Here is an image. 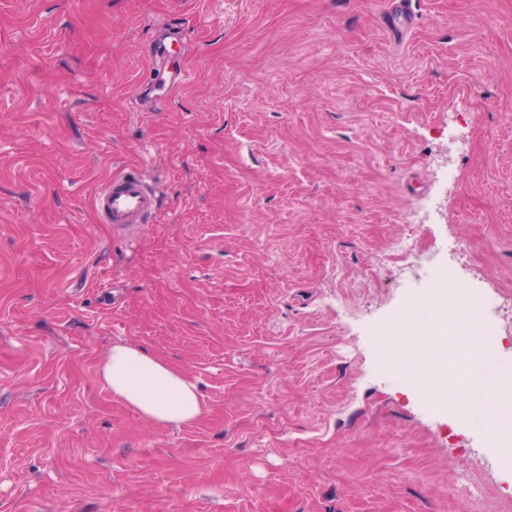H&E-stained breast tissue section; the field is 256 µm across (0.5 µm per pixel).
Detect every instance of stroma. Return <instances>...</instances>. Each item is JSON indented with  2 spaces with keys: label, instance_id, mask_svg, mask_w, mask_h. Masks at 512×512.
Instances as JSON below:
<instances>
[{
  "label": "stroma",
  "instance_id": "obj_1",
  "mask_svg": "<svg viewBox=\"0 0 512 512\" xmlns=\"http://www.w3.org/2000/svg\"><path fill=\"white\" fill-rule=\"evenodd\" d=\"M384 2L0 0V512H512L482 411L385 341L485 288L512 368V0H417L402 42ZM138 162L164 207L127 236L92 196ZM128 339L207 415L115 401L95 363ZM153 49L148 55V60L153 70H161L166 67L170 54V42L179 37V33L170 32L167 29H161ZM391 256L398 266L404 267L402 269L414 267L418 262L419 255L413 231H409L393 241Z\"/></svg>",
  "mask_w": 512,
  "mask_h": 512
}]
</instances>
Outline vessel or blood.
<instances>
[{"mask_svg": "<svg viewBox=\"0 0 512 512\" xmlns=\"http://www.w3.org/2000/svg\"><path fill=\"white\" fill-rule=\"evenodd\" d=\"M414 11L412 0H395L388 18L396 32L412 27ZM176 35L162 30L151 52L149 63L154 70L164 69L170 54L169 45ZM163 191L159 184L148 180L138 165L125 166L119 174L110 177L93 195V206L102 223L119 231L133 224L153 223L162 208Z\"/></svg>", "mask_w": 512, "mask_h": 512, "instance_id": "1", "label": "vessel or blood"}]
</instances>
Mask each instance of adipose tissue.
I'll return each mask as SVG.
<instances>
[{"instance_id": "obj_1", "label": "adipose tissue", "mask_w": 512, "mask_h": 512, "mask_svg": "<svg viewBox=\"0 0 512 512\" xmlns=\"http://www.w3.org/2000/svg\"><path fill=\"white\" fill-rule=\"evenodd\" d=\"M433 309V324L414 336L417 352L433 370L429 398L440 410L459 400L483 408L487 429L500 435L503 421L512 417V372L502 373L477 319L449 312L446 291L435 294ZM453 357L461 368L452 379L447 367ZM96 374L115 399L155 425L179 427L207 411L197 379L140 343H113L98 359Z\"/></svg>"}]
</instances>
